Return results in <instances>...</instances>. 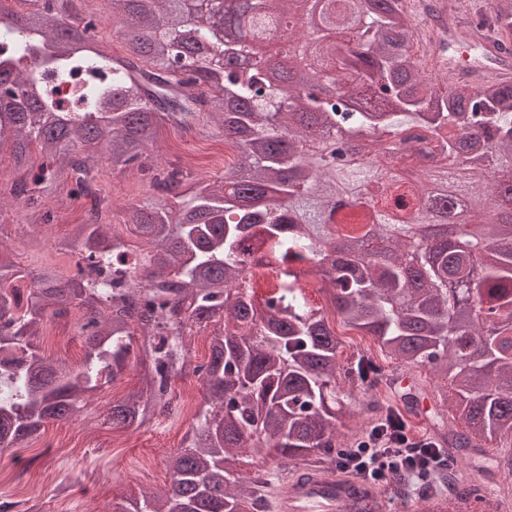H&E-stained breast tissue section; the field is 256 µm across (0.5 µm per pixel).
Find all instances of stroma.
Instances as JSON below:
<instances>
[{
	"mask_svg": "<svg viewBox=\"0 0 512 512\" xmlns=\"http://www.w3.org/2000/svg\"><path fill=\"white\" fill-rule=\"evenodd\" d=\"M151 156L160 164L179 158L190 166L194 177L181 187L186 196L195 192L196 176L213 180L224 174V142L203 119L192 128L163 130ZM96 174L112 203L108 223L115 225L129 248H139V239L121 225L123 209L153 200L150 183L105 160L98 161ZM84 209V202L73 197L66 184L59 185L37 210L2 203L0 242L8 246L22 271L53 265L63 274H74L76 258L67 251L68 233L71 225L80 222ZM46 212L51 213V221H43ZM82 321L80 309H72L66 319L47 320L43 335L33 342L49 359L81 364ZM138 387V372L127 368L89 402L78 419L46 425L22 447L1 450L0 501L18 503L20 512H113L122 500L162 488L168 481L166 459L191 434L194 422L185 411L155 419L134 432L112 430L105 421L109 404Z\"/></svg>",
	"mask_w": 512,
	"mask_h": 512,
	"instance_id": "1",
	"label": "stroma"
}]
</instances>
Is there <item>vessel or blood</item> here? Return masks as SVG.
I'll use <instances>...</instances> for the list:
<instances>
[{
	"mask_svg": "<svg viewBox=\"0 0 512 512\" xmlns=\"http://www.w3.org/2000/svg\"><path fill=\"white\" fill-rule=\"evenodd\" d=\"M486 55L489 62L485 65L470 63L463 56L450 59L449 78L478 82L485 78L512 77V53L507 48L492 46ZM366 490V484L353 477L299 470L288 477L284 489L276 494L272 512H334L338 507L351 512Z\"/></svg>",
	"mask_w": 512,
	"mask_h": 512,
	"instance_id": "b4317fda",
	"label": "vessel or blood"
}]
</instances>
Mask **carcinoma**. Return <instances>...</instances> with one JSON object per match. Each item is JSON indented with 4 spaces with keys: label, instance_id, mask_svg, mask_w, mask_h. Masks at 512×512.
I'll use <instances>...</instances> for the list:
<instances>
[{
    "label": "carcinoma",
    "instance_id": "carcinoma-1",
    "mask_svg": "<svg viewBox=\"0 0 512 512\" xmlns=\"http://www.w3.org/2000/svg\"><path fill=\"white\" fill-rule=\"evenodd\" d=\"M84 0H11L0 31L13 41L0 56V154L23 176L10 194L37 205L69 180L90 200L71 225L76 274H25L0 252V449L17 448L42 426L77 417L127 368L139 388L112 404L110 424L138 428L171 413L173 381L194 375L203 401L189 443L167 457V488L120 504V512H269L277 485L237 476L242 448H273L288 467L336 472L338 453L366 431L355 421L354 390L370 395L382 365L358 355L337 379L342 341L331 325L374 338L400 366L447 381L436 397L458 422L432 417L431 442L452 459L423 475L443 486L469 466L467 452L512 447V81L448 82V7L418 0L442 33L439 53L409 24V0H245L224 25L244 31L221 43L214 0H111L129 54L98 45ZM491 26L512 37V0L489 3ZM287 12L308 16L292 39L283 79L263 76L256 37ZM35 64L54 77L106 72L79 92L80 108L49 101ZM327 80L338 94L307 89ZM204 113L236 151L219 182L178 200L191 173L154 169L148 149L167 126ZM431 148L419 155L417 143ZM369 165L341 162L350 148ZM37 150L42 162L32 161ZM107 156L151 176L164 198L124 210L123 224L145 248L127 251L100 220L110 208L94 175ZM176 203L171 205L168 198ZM457 228L452 248L432 244L429 226ZM262 252L277 286L255 302L249 267ZM312 267L331 309L301 287ZM86 310L79 369L37 353L28 337L47 316ZM213 325L209 359L195 362L189 337ZM138 343H133V339ZM425 493L418 512H448Z\"/></svg>",
    "mask_w": 512,
    "mask_h": 512
}]
</instances>
